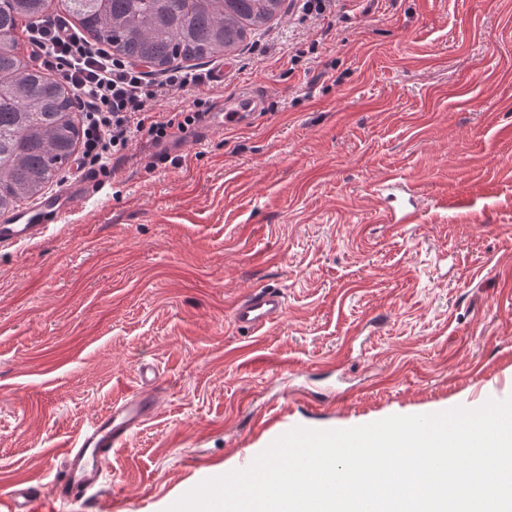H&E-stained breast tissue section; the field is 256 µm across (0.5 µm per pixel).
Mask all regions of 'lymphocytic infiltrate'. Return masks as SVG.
Listing matches in <instances>:
<instances>
[{"label":"lymphocytic infiltrate","instance_id":"lymphocytic-infiltrate-1","mask_svg":"<svg viewBox=\"0 0 512 512\" xmlns=\"http://www.w3.org/2000/svg\"><path fill=\"white\" fill-rule=\"evenodd\" d=\"M28 37L35 59L74 92L83 114L82 157L90 165L107 170L112 155L139 140L159 142L194 123L191 111L162 119L154 115L150 103L158 89L145 81L138 66L113 58L105 49L91 48L62 22L39 24Z\"/></svg>","mask_w":512,"mask_h":512}]
</instances>
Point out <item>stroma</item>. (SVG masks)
<instances>
[{"label":"stroma","instance_id":"35a3bbf8","mask_svg":"<svg viewBox=\"0 0 512 512\" xmlns=\"http://www.w3.org/2000/svg\"><path fill=\"white\" fill-rule=\"evenodd\" d=\"M220 67L203 111L253 125L114 157L111 197L0 248V498L158 369L100 497L167 512L284 426L346 429L512 396V0H296ZM395 178L415 189L378 197ZM417 221L396 227L407 201ZM271 288L262 333L236 301ZM263 101L261 99L242 96L233 101L224 109V103L216 112H201V118L191 136L184 133H176L171 140L172 145L163 144L157 147L159 155H176L180 148L187 142L201 143L217 132H224L229 127H237L243 123L250 122L256 112H261ZM286 313L284 296L274 289L262 288L233 306L232 317L238 328L257 334L280 321Z\"/></svg>","mask_w":512,"mask_h":512}]
</instances>
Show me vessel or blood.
<instances>
[{
    "mask_svg": "<svg viewBox=\"0 0 512 512\" xmlns=\"http://www.w3.org/2000/svg\"><path fill=\"white\" fill-rule=\"evenodd\" d=\"M261 99L242 96L214 112L202 113L192 135L177 134L172 143L158 146L160 155L173 156L187 142L201 143L214 133L250 122L261 111ZM109 176L85 173L62 186L54 196L15 213L0 223V246H11L42 234L48 225L67 223L92 197L102 195L110 186ZM286 313L284 296L277 290L262 288L238 300L232 310L235 325L259 333L280 321ZM157 373L146 363L139 370L133 390L123 393L112 407L97 415L85 432L68 440L61 452V473L46 495L21 482L12 494L0 501V512H57L61 504L85 503L100 485L114 448L124 444L135 428L154 412Z\"/></svg>",
    "mask_w": 512,
    "mask_h": 512,
    "instance_id": "b4317fda",
    "label": "vessel or blood"
}]
</instances>
